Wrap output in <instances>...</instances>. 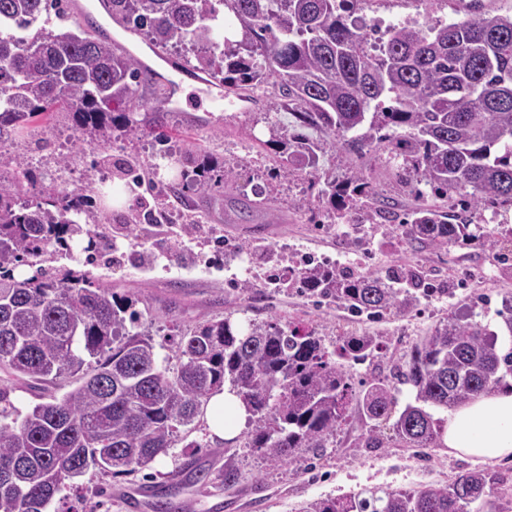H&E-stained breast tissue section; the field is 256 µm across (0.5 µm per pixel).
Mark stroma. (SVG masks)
I'll return each mask as SVG.
<instances>
[{"label":"stroma","mask_w":512,"mask_h":512,"mask_svg":"<svg viewBox=\"0 0 512 512\" xmlns=\"http://www.w3.org/2000/svg\"><path fill=\"white\" fill-rule=\"evenodd\" d=\"M512 13V0H362L359 17L367 26L376 19L396 23L410 17L419 22L463 18L468 12ZM185 111L168 115L171 137L158 143L154 136L113 131L107 152L113 165L136 159L158 172L141 182H127L129 199L119 208L104 202L105 190L114 177L98 170L96 145L76 140L68 113H56L53 130L36 122L16 136L10 149L30 157V179L35 191L56 186L88 187V209L99 226L116 224L139 205L163 215L162 223L142 221V242L154 260L141 266L131 257L132 248L117 240L109 267L80 263L76 272L111 285L116 292L135 299L143 315L141 328L150 332L159 357L170 355L179 329L195 327L230 315L258 322H299L334 348L344 334L357 331L374 336L381 348L373 363L345 362L353 384L372 376L389 374L399 358L420 336L448 316L453 306L485 298L480 320L493 330L504 326L499 312L502 299L512 297V269H505L497 250L480 240L448 247L413 250L395 224H336L318 206V188L309 170L279 175L267 152L256 139L267 138L269 122H289V115L274 106L270 89L255 90L249 101L221 102L191 85ZM67 156L60 166L59 156ZM216 178L225 168L235 173L233 188L217 187L213 204L191 200L175 206L165 203V186L181 180L188 166ZM326 167L346 172L363 170L383 195L395 198L400 209L422 205L421 197L407 194L391 168L378 154L347 158L337 151ZM268 183L270 200L257 211L252 223L228 224L225 208L252 200V188ZM199 223L200 231L189 246L196 253L193 265L170 261L169 249L182 224ZM248 245L247 266H240L239 245ZM322 260L347 272L424 268L437 278L439 294L420 298L414 307L380 321L354 320L329 301L303 296L291 281L270 283L275 273H287L307 260ZM0 381L12 385L10 398L19 410H27L47 395L62 396L72 381L62 378L53 385L11 382L0 372ZM378 434L382 447L360 443L357 421L343 423L326 448L282 462L244 442L225 447L210 438L202 421L181 428L165 455L139 472L112 477L89 471L76 484L56 495L47 512H153L158 491L165 490L187 512H304L318 499L337 498L369 490H415L431 483H445L456 474L480 467V460L449 455L445 448H403L393 438L391 423H382ZM234 470L238 480L225 485L224 473Z\"/></svg>","instance_id":"1"}]
</instances>
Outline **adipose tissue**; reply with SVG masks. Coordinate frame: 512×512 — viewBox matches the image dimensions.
<instances>
[{
  "mask_svg": "<svg viewBox=\"0 0 512 512\" xmlns=\"http://www.w3.org/2000/svg\"><path fill=\"white\" fill-rule=\"evenodd\" d=\"M248 416L235 393L223 387L209 399L204 420L211 437L224 440L237 435ZM442 445L449 454L495 461L512 456V391L479 396L449 412Z\"/></svg>",
  "mask_w": 512,
  "mask_h": 512,
  "instance_id": "1",
  "label": "adipose tissue"
}]
</instances>
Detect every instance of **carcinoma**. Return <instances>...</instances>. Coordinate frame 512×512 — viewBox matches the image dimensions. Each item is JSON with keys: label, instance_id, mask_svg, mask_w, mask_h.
<instances>
[{"label": "carcinoma", "instance_id": "obj_1", "mask_svg": "<svg viewBox=\"0 0 512 512\" xmlns=\"http://www.w3.org/2000/svg\"><path fill=\"white\" fill-rule=\"evenodd\" d=\"M359 0H108L112 19L165 48L195 46L193 69L229 90L272 89L293 125L268 126L253 137L276 168L288 175L311 169L324 187L318 198L327 216L356 215L400 224L414 248L448 246L480 238L498 246L496 227L471 225L486 202L512 205V14L474 15L432 25L416 21L386 29L372 41L353 19ZM65 0H0V28L28 29L52 14L63 18ZM229 23L237 39L213 41ZM150 84L140 60L104 33L37 29L30 38L0 35V369L16 381L52 383L74 378L20 414L0 385V512H45L63 486L90 470L128 476L171 447L179 428L204 416L217 389L229 385L250 413L246 445L290 461L324 448L340 424L357 418L367 448L382 441L370 422L387 420L396 385H409L415 403L396 418V439L409 448L440 445L441 421L426 407L455 409L481 394L508 387L512 346L474 320L478 303L458 307L414 343L391 377L353 388L341 361L364 362L379 343L343 336L328 349L316 332L292 322H246L231 317L178 332L172 356L159 361L150 335L134 331L135 301L84 275L62 277L46 264L74 249L98 250L97 235L81 223L83 189L24 192L20 175L28 157L5 149L10 136L39 117L72 114L73 128L102 147L108 128L168 137V113L140 102ZM122 110L117 116L112 110ZM341 145L363 156H384L399 184L424 186L451 205L401 214L360 172L341 179L320 170V157ZM183 200L212 186L184 171L169 187ZM239 207L232 223L245 224L261 207L266 187ZM132 219L113 236L138 246ZM100 251V250H98ZM169 257L188 265L194 252L180 241ZM99 258L112 262V254ZM25 265L29 275H17ZM377 273L354 274L318 265L288 270L303 291L329 299L353 317L383 318L412 307ZM425 296L435 292L429 272H406ZM505 488L497 512H512V475L474 470L445 486L374 490L311 502L305 512H472L476 501Z\"/></svg>", "mask_w": 512, "mask_h": 512}]
</instances>
